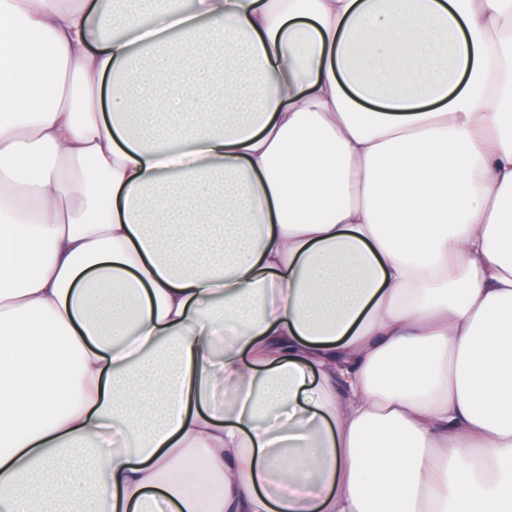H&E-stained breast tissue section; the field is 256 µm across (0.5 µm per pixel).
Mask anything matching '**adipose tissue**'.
Listing matches in <instances>:
<instances>
[{
  "mask_svg": "<svg viewBox=\"0 0 512 512\" xmlns=\"http://www.w3.org/2000/svg\"><path fill=\"white\" fill-rule=\"evenodd\" d=\"M0 512H512V0H0Z\"/></svg>",
  "mask_w": 512,
  "mask_h": 512,
  "instance_id": "adipose-tissue-1",
  "label": "adipose tissue"
}]
</instances>
